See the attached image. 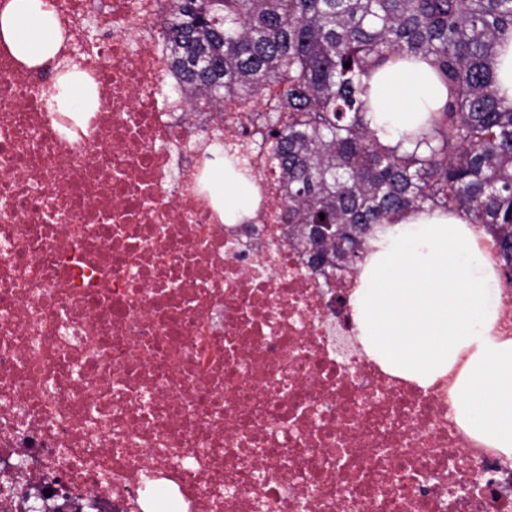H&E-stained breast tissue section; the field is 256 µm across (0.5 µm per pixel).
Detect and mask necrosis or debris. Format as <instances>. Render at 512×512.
I'll return each instance as SVG.
<instances>
[{
	"mask_svg": "<svg viewBox=\"0 0 512 512\" xmlns=\"http://www.w3.org/2000/svg\"><path fill=\"white\" fill-rule=\"evenodd\" d=\"M54 4L97 106L59 111L0 49V512H512L448 382L361 351L358 270L289 243L262 113L161 91L164 0ZM215 143L258 190L247 223Z\"/></svg>",
	"mask_w": 512,
	"mask_h": 512,
	"instance_id": "4bbe7bcc",
	"label": "necrosis or debris"
}]
</instances>
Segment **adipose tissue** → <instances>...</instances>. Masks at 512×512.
Instances as JSON below:
<instances>
[{
  "mask_svg": "<svg viewBox=\"0 0 512 512\" xmlns=\"http://www.w3.org/2000/svg\"><path fill=\"white\" fill-rule=\"evenodd\" d=\"M63 36L52 0H8L0 45L30 68L50 65ZM447 90L423 61L394 60L370 79L367 117L396 143ZM224 221L250 218L258 201L225 159ZM471 213L424 209L379 228L352 298L357 340L389 374L429 387L450 379L448 413L475 442L512 461V336L496 333L501 305L494 269Z\"/></svg>",
  "mask_w": 512,
  "mask_h": 512,
  "instance_id": "ef3b65f1",
  "label": "adipose tissue"
}]
</instances>
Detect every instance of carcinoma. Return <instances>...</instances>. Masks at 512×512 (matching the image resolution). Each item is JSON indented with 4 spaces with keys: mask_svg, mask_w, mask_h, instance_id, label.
<instances>
[{
    "mask_svg": "<svg viewBox=\"0 0 512 512\" xmlns=\"http://www.w3.org/2000/svg\"><path fill=\"white\" fill-rule=\"evenodd\" d=\"M168 2L162 34L187 106H259L289 240L307 255L306 225H331L313 271L355 266L377 228L428 207L472 213L512 278V100L495 74L512 0ZM393 59L427 61L448 101L389 145L366 116L371 71Z\"/></svg>",
    "mask_w": 512,
    "mask_h": 512,
    "instance_id": "obj_1",
    "label": "carcinoma"
}]
</instances>
